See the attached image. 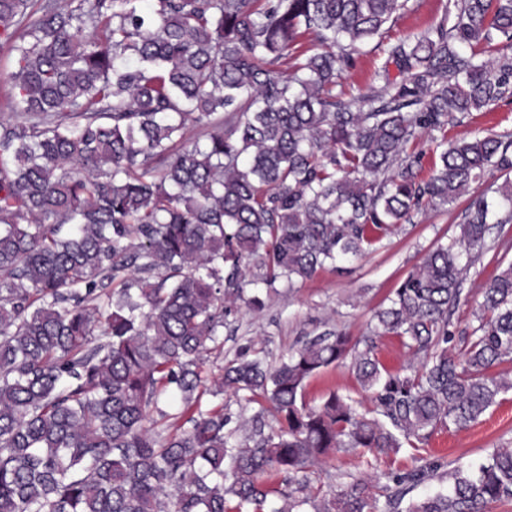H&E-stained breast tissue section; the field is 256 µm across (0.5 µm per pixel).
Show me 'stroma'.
<instances>
[{
	"instance_id": "35a3bbf8",
	"label": "stroma",
	"mask_w": 512,
	"mask_h": 512,
	"mask_svg": "<svg viewBox=\"0 0 512 512\" xmlns=\"http://www.w3.org/2000/svg\"><path fill=\"white\" fill-rule=\"evenodd\" d=\"M446 0H409L408 8L393 23L386 35L395 43L436 24ZM387 59L375 44H367L350 55L343 68V88L346 92H367L374 71ZM493 130L512 133V103H501L492 109L475 112L462 122L449 125L448 139L471 137L475 132ZM502 182L500 175L486 177L473 184L467 196L461 197L449 209L426 208L401 224L398 231L384 236L362 257L328 266L304 281L276 282L274 292L265 299L261 311L240 308L230 315L224 328L220 350L208 354L205 374L212 379L222 377L225 366L243 349L250 348L265 355L269 363H278L289 352L300 347L315 334L328 329L346 332L358 339L368 335L374 309L390 295L393 288L419 265L441 238L454 236L471 198L492 194ZM512 263V223L498 224L486 239V246L471 265L462 288L459 304L450 316L455 334L448 349L460 352L461 339L469 335L476 321L473 317L482 295L481 287L499 271ZM357 394L358 385L345 364L328 367L312 378L305 391L309 405H317L329 392ZM512 448V393L490 409L478 423L469 428H439L431 435L426 456L441 463L443 470L469 466L483 461L493 449ZM416 450L404 447L398 453L363 463L347 453L330 455L314 468L303 485L287 483L284 476L271 477L277 487L270 497L269 512L285 505L286 494H312L332 497L352 479L372 474L376 477L373 492L377 499L388 493V476L415 467Z\"/></svg>"
}]
</instances>
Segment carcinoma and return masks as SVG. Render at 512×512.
Segmentation results:
<instances>
[{
	"instance_id": "1",
	"label": "carcinoma",
	"mask_w": 512,
	"mask_h": 512,
	"mask_svg": "<svg viewBox=\"0 0 512 512\" xmlns=\"http://www.w3.org/2000/svg\"><path fill=\"white\" fill-rule=\"evenodd\" d=\"M409 0H0L3 77L17 121L0 119V512H263L276 489L331 451L368 462L439 427L466 428L512 377V263L483 289L477 326L448 352L450 310L489 224L512 222V184L478 196L373 315L409 364L387 369L373 339L333 330L276 366L243 352L203 375L248 285L312 277L361 256L424 206L452 205L492 171L512 172V133L424 135L512 102V0H446L410 42L384 44ZM316 43L297 54V39ZM378 45L399 70L336 91L349 51ZM339 46L342 54L320 47ZM201 136L186 138L189 128ZM259 268L254 273L251 266ZM349 362L373 409L311 378ZM226 389L266 405L236 442ZM172 391L190 427L149 408ZM394 473L384 512H490L512 501V448L448 473ZM288 512H378L369 482Z\"/></svg>"
}]
</instances>
